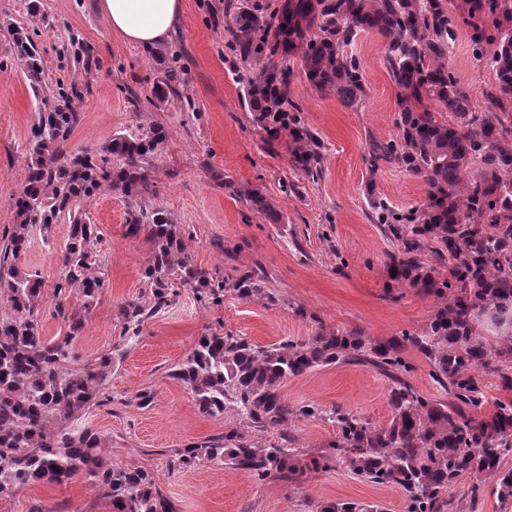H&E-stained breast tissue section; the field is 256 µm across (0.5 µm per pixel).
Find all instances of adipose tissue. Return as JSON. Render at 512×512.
I'll use <instances>...</instances> for the list:
<instances>
[{
  "label": "adipose tissue",
  "mask_w": 512,
  "mask_h": 512,
  "mask_svg": "<svg viewBox=\"0 0 512 512\" xmlns=\"http://www.w3.org/2000/svg\"><path fill=\"white\" fill-rule=\"evenodd\" d=\"M112 33L127 44L155 46L173 32L184 0H98Z\"/></svg>",
  "instance_id": "adipose-tissue-1"
}]
</instances>
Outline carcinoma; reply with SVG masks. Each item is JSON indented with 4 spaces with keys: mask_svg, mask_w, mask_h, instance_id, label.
Wrapping results in <instances>:
<instances>
[{
    "mask_svg": "<svg viewBox=\"0 0 512 512\" xmlns=\"http://www.w3.org/2000/svg\"><path fill=\"white\" fill-rule=\"evenodd\" d=\"M270 14L240 0L227 24L234 51L260 68L239 80L241 104L251 112L261 141L270 149L285 144L292 170L308 179L322 173L323 144L300 117L291 98V56L312 88L331 91L355 107L365 84L357 58L346 48L362 31L385 44V65L398 89L399 135L370 143V164L384 161L420 179L428 202L405 214L370 194L375 223L400 242L389 254L388 272L397 283L437 298L422 332L378 342L357 332L320 329L303 341L261 346L230 334H204L177 366L174 377L191 392L205 415L231 412L239 421L222 436L174 452L182 467L231 464L260 479L299 483L307 472L332 461L366 482L401 488L406 512H448V489L465 476L481 475L493 492L512 503V398L481 412L475 373L498 376L512 390V0H465V23L474 50L494 44L488 58L495 87L487 105L475 107L473 93L448 71L453 22L444 0H286ZM41 21L37 5L28 23L13 25L14 48L37 101V121L27 145V175L15 202V224L0 246V288L7 309L0 314V496L40 483L63 484L81 473L106 500L111 512H176L144 466L114 468L97 433L75 427L90 405L99 403L112 375L106 351L73 367L72 345L86 313L98 301L105 280L95 275L97 225L77 209L104 184L124 197L147 188L150 159L168 138L154 125L115 134L99 150L67 149L79 122L80 94L46 86L44 60L33 39ZM161 71L155 98L170 100L177 73L154 54ZM478 167L470 175V167ZM246 203L262 214L272 208L258 191ZM60 219L70 224L61 247V272L53 285L56 312L68 323L61 339L40 333L45 283L14 260L34 234L54 241ZM127 234L144 235L151 254L144 269L150 302L138 296L118 311L122 335H135L149 318L172 302L181 288L198 298L221 301L224 290L241 297L267 298L255 271L234 279L198 269L171 214L162 208L132 207ZM448 264V276L421 258L425 243ZM81 310L70 308L73 293ZM414 348L428 361L432 379L448 393L433 400L404 377L403 353ZM337 363L370 366L390 380L392 417L378 428L350 413L332 410L337 438L322 454H305L279 443L259 444L252 432L285 430L319 409L288 405L283 383L310 369ZM318 512H383L361 501L327 502Z\"/></svg>",
    "mask_w": 512,
    "mask_h": 512,
    "instance_id": "1",
    "label": "carcinoma"
}]
</instances>
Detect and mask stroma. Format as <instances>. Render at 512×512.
I'll list each match as a JSON object with an SVG mask.
<instances>
[{"label": "stroma", "mask_w": 512, "mask_h": 512, "mask_svg": "<svg viewBox=\"0 0 512 512\" xmlns=\"http://www.w3.org/2000/svg\"><path fill=\"white\" fill-rule=\"evenodd\" d=\"M237 0H185L175 32L163 43L178 70L177 94L165 104L153 94L160 74L148 48L124 44L108 29L96 0H41L45 17L36 38L48 85H78L81 122L69 145L99 149L117 133L164 126L169 139L150 165L149 184L135 198L101 187L80 208L96 224L94 250L105 286L73 342L76 364L124 345L100 404L85 425L96 431L113 467L142 465L176 512H317L327 501L376 502L384 512H405L401 488L354 478L340 463L307 473L300 485L261 479L228 465L171 466L174 449L200 443L236 426L233 415L202 414L189 390L172 373L199 336L232 334L257 345L301 341L319 328L359 331L384 341L419 333L435 307L434 296L392 281L388 256L396 241L374 224L367 191L393 208L422 205V182L400 168L371 164V141L397 138V88L384 65L385 46L375 33H360L351 46L366 96L343 106L330 92L313 89L304 76L291 83L301 117L322 142L318 181L293 172L285 151H268L252 115L239 102V76L255 61L230 50L225 15ZM454 23L448 69L474 94L476 107L494 88V74L474 56L462 22L463 0H446ZM33 95L17 59L10 29L0 23V236L11 233L15 201L26 178V146L36 121ZM261 192L273 216L252 211L244 190ZM138 203L168 210L179 225L197 268L237 277L256 270L270 296L261 300L225 292L218 305L199 302L181 289L170 306L146 320L139 336L121 341L118 307L145 292L143 269L150 255L144 236L127 233L126 212ZM67 223L55 227V248L33 239L18 254V268L38 271L46 285L60 273L57 246ZM150 392L149 406L138 395ZM389 380L367 366L338 363L288 379L282 394L294 406L318 407V415L294 421L289 447L317 456L337 436L322 413L339 409L376 427L391 417ZM471 478L448 492L463 512H512L481 485L471 497ZM108 512L83 475L68 484H33L0 497V512Z\"/></svg>", "instance_id": "35a3bbf8"}]
</instances>
